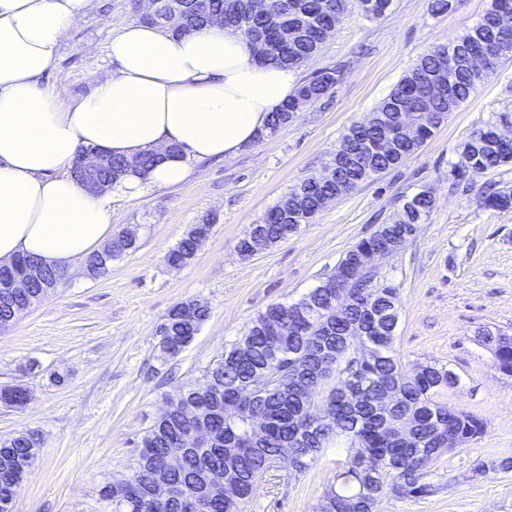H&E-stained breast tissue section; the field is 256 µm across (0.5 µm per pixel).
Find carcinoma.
<instances>
[{
    "mask_svg": "<svg viewBox=\"0 0 512 512\" xmlns=\"http://www.w3.org/2000/svg\"><path fill=\"white\" fill-rule=\"evenodd\" d=\"M365 14L383 15L390 0H359ZM348 6V0H267L266 10L254 12L250 0H185L163 11L161 27L178 32L194 30L212 15H221L224 26L239 30L247 38H264L266 47L258 55L263 64L299 68L317 54L324 32L332 29ZM512 9V0H492L482 19L466 34L424 54L398 82L393 91L376 107L392 115L396 112L418 113L419 124L414 136L397 144L391 154H361L353 162L340 166L336 182L322 187L312 176L285 194L265 214L259 224L237 242L238 253L251 257L295 234L300 224L314 221L319 207L320 189L348 194L365 182L374 181L399 167L417 153L433 136L434 130L466 101L477 85L493 74L505 60L512 58V27L492 26L493 17L504 8ZM288 22L295 27L291 41L279 39L278 29ZM490 43L494 59L486 69L459 68L451 75L450 93L430 98L424 77L445 66V55L453 47L472 48L479 52ZM346 74L343 64L326 67L316 75L301 80L295 96L273 113L266 135L273 136L296 117L295 101L299 97L315 104L335 93ZM495 124L475 133L464 145L470 171L482 173L512 162V144L496 140ZM154 156L143 154L132 160L112 159L111 181L130 169L147 173ZM435 200L421 191L407 200L396 220L382 224L340 258L336 270L303 299L315 317L294 314L292 306L273 303L260 313L240 338L224 350V356L209 367L202 378L186 391V398L206 407L204 418L211 432L212 447L201 450L188 446L181 466H167V448L175 440L189 435L191 423L182 411L181 398L168 401L171 411L154 422L141 438L138 458L132 473L102 488L105 499L112 500L113 512H186L182 503L164 498L168 486H181L188 498L201 504L198 512H246L254 487L265 473L279 467V453L290 444L297 445L305 469L325 444L338 437L350 441L355 452L344 471L329 486L318 512H373L375 501L366 486L375 472L385 471L389 481L399 484L402 498L427 495L430 485L422 482L430 464L441 452L478 437L483 422L467 412L451 409L438 400L442 391L455 384L456 378L444 367L426 365L415 374H401V363L394 349L395 321L382 320L381 314L400 304L398 288L378 281V273L362 267L357 260L366 247L391 245L399 250L417 225L425 223ZM486 208L512 211V189H503L484 197ZM196 253L195 239L184 237L173 249L168 262L187 265ZM112 265L109 256L96 252L86 258L90 277L105 274ZM40 276L27 288L14 292L0 288V323L12 313L28 309L48 298L65 279V273L38 263L35 257H21L8 274L15 278L28 275L30 269ZM347 278L348 290L356 295L354 304L336 313V276ZM293 319L288 334L276 331L281 317ZM209 317V309H194L191 302L176 305L160 326V349L166 358L177 357L194 339ZM323 330L327 351L334 355L335 367H322V357L310 350L308 337ZM361 336L382 356L370 360L356 355L351 338ZM494 354L499 370L512 376V338H497ZM330 379L336 386L329 389L324 401L332 420L319 434H312L317 414L315 404L307 401L309 386L323 387ZM266 422L263 434L251 435L254 419ZM41 447L39 434L20 432L0 441V472L24 475L36 460L34 449ZM210 469L224 470V495H202L201 475Z\"/></svg>",
    "mask_w": 512,
    "mask_h": 512,
    "instance_id": "1",
    "label": "carcinoma"
}]
</instances>
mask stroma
<instances>
[{"label":"stroma","mask_w":512,"mask_h":512,"mask_svg":"<svg viewBox=\"0 0 512 512\" xmlns=\"http://www.w3.org/2000/svg\"><path fill=\"white\" fill-rule=\"evenodd\" d=\"M431 0H392L379 18L351 3L300 78L345 61L349 76L330 99L305 107L287 127L237 157L197 165L186 184L112 203V230L132 227L137 247L92 279L83 270L42 303L0 330V389L27 400L0 405V440L27 430L42 445L16 498L14 512H112L100 490L127 477L138 443L168 399L204 371L266 306L301 300L334 272L341 256L403 203L428 190L435 206L380 278L400 289L395 351L406 372L422 365L457 377L441 399L482 419L484 433L443 452L417 499L385 495L376 512H512V377L477 338L512 336V211L481 205L486 187L512 188V164L458 182L467 139L507 116L512 135V60L449 113L433 138L404 164L331 203L314 223L252 258L238 240L290 189L329 166L342 135L364 122L413 63L466 33L491 0H456L433 14ZM142 0H92L88 15L64 39L45 85L73 98L111 73L109 41L137 21ZM212 230L189 265L167 257L192 225ZM207 305L210 316L177 357L163 358L159 327L179 303ZM349 457L346 443H328L308 468L283 466L257 484L248 512H316L325 489Z\"/></svg>","instance_id":"stroma-1"}]
</instances>
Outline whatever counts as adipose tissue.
I'll use <instances>...</instances> for the list:
<instances>
[{
	"label": "adipose tissue",
	"mask_w": 512,
	"mask_h": 512,
	"mask_svg": "<svg viewBox=\"0 0 512 512\" xmlns=\"http://www.w3.org/2000/svg\"><path fill=\"white\" fill-rule=\"evenodd\" d=\"M91 0H0V264L34 256L63 272L112 237V198L186 183L197 164L230 159L265 132L298 85L262 64L239 32L208 24L175 35L132 22L112 38V73L68 103L43 78ZM183 152L166 155L169 144ZM160 153L102 194L72 176L80 150Z\"/></svg>",
	"instance_id": "1"
}]
</instances>
